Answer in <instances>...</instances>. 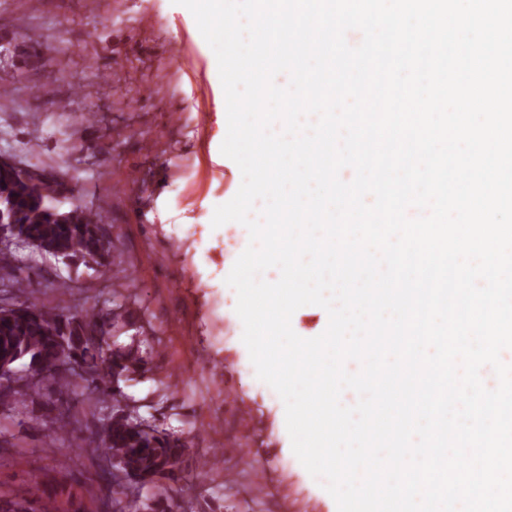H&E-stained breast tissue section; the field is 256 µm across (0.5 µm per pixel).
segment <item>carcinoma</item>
Masks as SVG:
<instances>
[{
  "instance_id": "carcinoma-1",
  "label": "carcinoma",
  "mask_w": 512,
  "mask_h": 512,
  "mask_svg": "<svg viewBox=\"0 0 512 512\" xmlns=\"http://www.w3.org/2000/svg\"><path fill=\"white\" fill-rule=\"evenodd\" d=\"M73 192L67 184L45 171L30 168L20 174L0 168V209L16 224L19 232L35 239L42 252L67 266L112 264V242L104 225L81 204L66 210H53L48 201L54 195ZM16 289L15 308L0 310V368L23 365L33 381L21 386L0 383V405L18 398H30L49 382L53 395L75 393L98 402L112 398V415L92 442L105 449L103 458L110 461L115 493L125 512H181L180 500L166 492L148 500L125 494L120 480L146 486L159 477H170L180 470L189 444L157 427H145L137 417L126 413L121 401L120 382L151 371L148 362L132 347H114L109 339L130 320L129 309L117 305L105 314L83 316L54 313L26 299L23 282L12 283ZM58 477L43 482L34 477L24 486L0 494V504L7 512H50L58 497L66 496L68 508L83 506L82 496L72 492L68 472L60 469Z\"/></svg>"
}]
</instances>
